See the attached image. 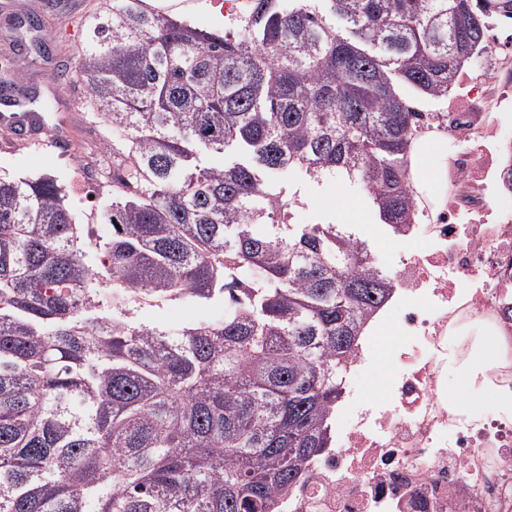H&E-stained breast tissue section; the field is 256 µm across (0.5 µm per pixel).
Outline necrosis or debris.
<instances>
[{"mask_svg": "<svg viewBox=\"0 0 512 512\" xmlns=\"http://www.w3.org/2000/svg\"><path fill=\"white\" fill-rule=\"evenodd\" d=\"M428 130L457 142L438 199L417 195L411 243L389 272L385 318L397 331L384 401L352 388L336 413V444L306 464L277 512H512V424L477 422L448 401V343L472 323L493 327L512 377V42L490 29L486 52Z\"/></svg>", "mask_w": 512, "mask_h": 512, "instance_id": "obj_1", "label": "necrosis or debris"}]
</instances>
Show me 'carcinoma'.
<instances>
[{"instance_id":"1","label":"carcinoma","mask_w":512,"mask_h":512,"mask_svg":"<svg viewBox=\"0 0 512 512\" xmlns=\"http://www.w3.org/2000/svg\"><path fill=\"white\" fill-rule=\"evenodd\" d=\"M101 3L65 77L112 130V236L89 249L57 178L0 176V512H272L395 291L358 234L294 223L300 186L413 223L448 113L404 90L448 100L512 0H249L224 32ZM175 300L224 317L146 315ZM424 148L425 145L421 148L412 150L411 153V173L417 188H419L420 183L427 182L431 187H434L439 183L438 176L434 174L426 175L424 168Z\"/></svg>"}]
</instances>
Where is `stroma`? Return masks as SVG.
I'll use <instances>...</instances> for the list:
<instances>
[{"instance_id": "1", "label": "stroma", "mask_w": 512, "mask_h": 512, "mask_svg": "<svg viewBox=\"0 0 512 512\" xmlns=\"http://www.w3.org/2000/svg\"><path fill=\"white\" fill-rule=\"evenodd\" d=\"M97 0H56L47 8L45 0H0V31L14 18L34 12L43 15L49 35L47 53L39 54L30 48V35L21 43L0 39V73H10L20 86L35 88L41 100L50 105L47 124L66 127L67 138L37 140L0 131V172L16 176L57 177L63 187H70L74 173V153L89 154L91 145L82 136L90 113L84 112V91L70 86L58 76L59 71L73 65L74 54L85 35L83 18L94 8ZM225 0H154L156 11L184 16L204 28H224L228 19L220 15ZM301 207L295 220L308 224L325 220L343 224L365 239L374 256L389 263L399 247L387 229L372 217L373 209L359 187L331 183L322 187L306 185L300 193Z\"/></svg>"}]
</instances>
